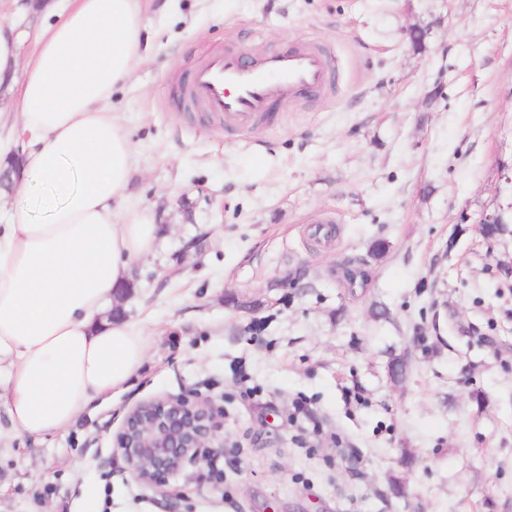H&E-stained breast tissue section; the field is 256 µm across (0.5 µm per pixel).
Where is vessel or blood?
<instances>
[{"mask_svg":"<svg viewBox=\"0 0 512 512\" xmlns=\"http://www.w3.org/2000/svg\"><path fill=\"white\" fill-rule=\"evenodd\" d=\"M334 75L319 47L298 43L252 60L227 50L205 58L183 90L191 103L223 122L226 130L251 127L276 101H302L326 94Z\"/></svg>","mask_w":512,"mask_h":512,"instance_id":"vessel-or-blood-1","label":"vessel or blood"}]
</instances>
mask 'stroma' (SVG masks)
Wrapping results in <instances>:
<instances>
[{"label":"stroma","mask_w":512,"mask_h":512,"mask_svg":"<svg viewBox=\"0 0 512 512\" xmlns=\"http://www.w3.org/2000/svg\"><path fill=\"white\" fill-rule=\"evenodd\" d=\"M146 16L151 57L112 101L129 202L164 229L121 303L147 355L42 440L0 404V512H512V224L478 229L512 204V0H148ZM289 42L329 51L333 97L237 132L173 104L208 53ZM328 220L337 235L313 242ZM181 394L223 409L224 452L137 482L115 437L138 403Z\"/></svg>","instance_id":"obj_1"}]
</instances>
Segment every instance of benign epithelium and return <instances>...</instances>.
Wrapping results in <instances>:
<instances>
[{"instance_id":"benign-epithelium-1","label":"benign epithelium","mask_w":512,"mask_h":512,"mask_svg":"<svg viewBox=\"0 0 512 512\" xmlns=\"http://www.w3.org/2000/svg\"><path fill=\"white\" fill-rule=\"evenodd\" d=\"M223 448L215 406L184 396L137 404L116 436L117 451L132 476L144 484L178 473L187 462H208Z\"/></svg>"}]
</instances>
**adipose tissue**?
<instances>
[{
  "instance_id": "adipose-tissue-1",
  "label": "adipose tissue",
  "mask_w": 512,
  "mask_h": 512,
  "mask_svg": "<svg viewBox=\"0 0 512 512\" xmlns=\"http://www.w3.org/2000/svg\"><path fill=\"white\" fill-rule=\"evenodd\" d=\"M22 60L24 31L0 23V88L28 136L0 225V400L12 429L39 439L122 390L147 346L109 319L120 285L160 227L129 206L136 164L112 93L143 58L141 0H69Z\"/></svg>"
}]
</instances>
